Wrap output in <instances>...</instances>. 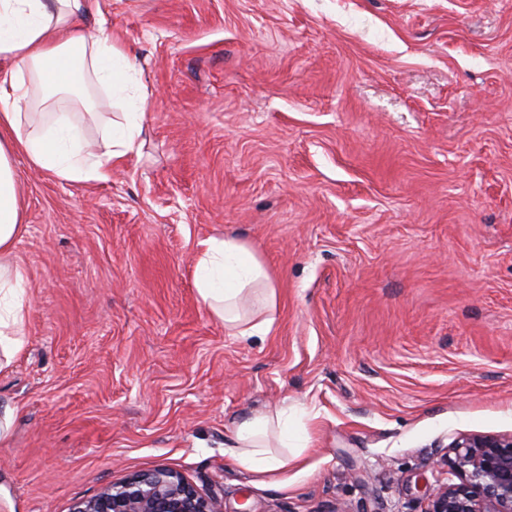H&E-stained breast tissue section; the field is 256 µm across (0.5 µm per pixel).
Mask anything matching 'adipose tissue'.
<instances>
[{
  "instance_id": "ef3b65f1",
  "label": "adipose tissue",
  "mask_w": 512,
  "mask_h": 512,
  "mask_svg": "<svg viewBox=\"0 0 512 512\" xmlns=\"http://www.w3.org/2000/svg\"><path fill=\"white\" fill-rule=\"evenodd\" d=\"M86 0H0V372L24 346L25 276L14 250L25 231L15 156L68 181L110 179L135 151L148 95L110 34L87 39L74 25ZM122 101L123 119L103 129L105 150H89L78 118L97 119V90ZM199 300L237 336H265L275 324L273 275L252 244L234 237L206 241L194 272ZM241 468L287 469L303 451L287 410L235 425L225 442Z\"/></svg>"
}]
</instances>
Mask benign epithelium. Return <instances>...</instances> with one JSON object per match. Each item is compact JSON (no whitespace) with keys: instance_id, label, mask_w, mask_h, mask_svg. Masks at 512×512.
Here are the masks:
<instances>
[{"instance_id":"benign-epithelium-1","label":"benign epithelium","mask_w":512,"mask_h":512,"mask_svg":"<svg viewBox=\"0 0 512 512\" xmlns=\"http://www.w3.org/2000/svg\"><path fill=\"white\" fill-rule=\"evenodd\" d=\"M452 452L448 467L460 482L433 488L424 512H512V436H463ZM73 512H224V504L158 468L105 488Z\"/></svg>"}]
</instances>
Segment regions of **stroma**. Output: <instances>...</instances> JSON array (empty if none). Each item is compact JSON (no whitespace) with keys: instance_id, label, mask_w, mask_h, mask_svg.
Segmentation results:
<instances>
[{"instance_id":"stroma-1","label":"stroma","mask_w":512,"mask_h":512,"mask_svg":"<svg viewBox=\"0 0 512 512\" xmlns=\"http://www.w3.org/2000/svg\"><path fill=\"white\" fill-rule=\"evenodd\" d=\"M148 92L106 182L14 168L25 345L0 512L156 468L224 512H424L464 434L512 436V0H92ZM276 277L266 336L193 284L206 240ZM309 438L286 480L235 422ZM271 433L278 441L277 448H285V452L270 449ZM224 445L227 448H237L234 460L238 466L264 475L287 469L290 463L300 458L307 444L292 432L286 407L274 414L255 415L236 423Z\"/></svg>"}]
</instances>
